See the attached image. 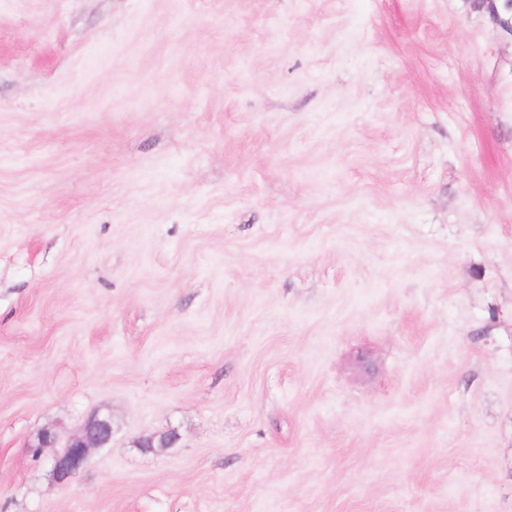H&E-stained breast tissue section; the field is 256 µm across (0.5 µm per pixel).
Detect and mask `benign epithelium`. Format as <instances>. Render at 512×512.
<instances>
[{
	"instance_id": "1",
	"label": "benign epithelium",
	"mask_w": 512,
	"mask_h": 512,
	"mask_svg": "<svg viewBox=\"0 0 512 512\" xmlns=\"http://www.w3.org/2000/svg\"><path fill=\"white\" fill-rule=\"evenodd\" d=\"M502 5V11L491 17L494 25L504 34L512 37V0H498ZM112 440V420L109 416L95 414L91 416L82 430L73 435L63 451L56 454L51 462L52 474L55 481L65 485L69 479L89 460L90 450L101 448ZM179 436L171 430L159 435H152L137 442L141 449L154 447V442H159L161 448L175 447Z\"/></svg>"
}]
</instances>
